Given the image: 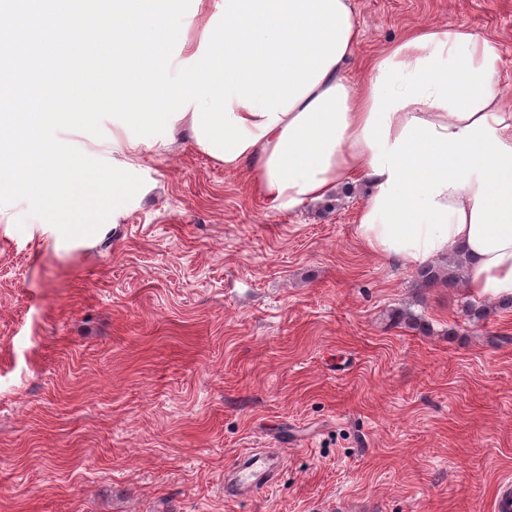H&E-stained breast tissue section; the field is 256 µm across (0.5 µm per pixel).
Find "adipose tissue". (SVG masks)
Instances as JSON below:
<instances>
[{"instance_id": "obj_1", "label": "adipose tissue", "mask_w": 512, "mask_h": 512, "mask_svg": "<svg viewBox=\"0 0 512 512\" xmlns=\"http://www.w3.org/2000/svg\"><path fill=\"white\" fill-rule=\"evenodd\" d=\"M337 63L276 124L233 103L256 144L224 168L250 169L261 193L295 210L366 181L356 217L362 244L377 256L420 267L463 257L474 297L512 295V113L497 91V46L464 25H426L389 45L351 81L360 42L349 18ZM141 145L113 126V190L134 187ZM116 224H32L30 238L56 250L92 249Z\"/></svg>"}]
</instances>
